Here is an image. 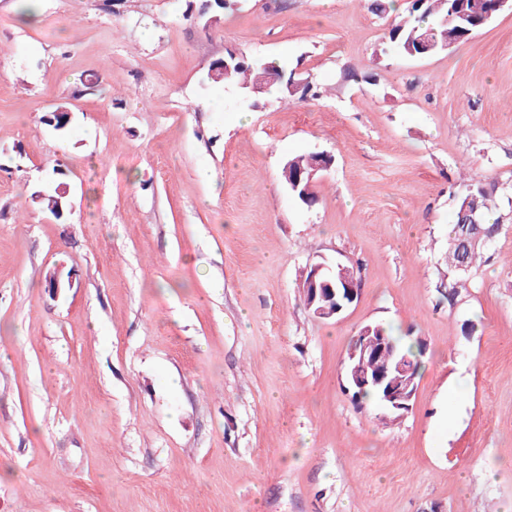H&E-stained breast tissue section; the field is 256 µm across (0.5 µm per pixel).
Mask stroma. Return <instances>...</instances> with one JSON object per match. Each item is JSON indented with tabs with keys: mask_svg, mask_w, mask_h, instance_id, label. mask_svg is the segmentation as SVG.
<instances>
[{
	"mask_svg": "<svg viewBox=\"0 0 512 512\" xmlns=\"http://www.w3.org/2000/svg\"><path fill=\"white\" fill-rule=\"evenodd\" d=\"M198 2L0 0V512H512V222L444 276L455 196L512 212V13L410 58L365 0ZM229 51L320 98L203 88ZM322 151L306 207L282 162ZM321 261L361 267L331 320ZM377 323L425 347L389 426L345 381ZM64 175L61 169L57 167L52 168V173L48 175L49 188L45 193L39 192L36 196L40 202L56 217H62L63 206L66 198L67 183L61 180ZM336 268L340 270L341 275L344 273L345 264L336 263L329 265L324 262H318L308 267L310 270V278L305 287L300 286L302 299L306 306L310 309L317 296L318 290L322 293L326 287L338 297V301L332 308L319 307L314 311V315L320 319H331L340 316L351 304L360 297V270L353 265H348V275L354 277L357 281L348 280L340 276L336 278ZM332 280L335 281L337 287L333 288ZM342 286L343 288H340ZM320 288V289H318Z\"/></svg>",
	"mask_w": 512,
	"mask_h": 512,
	"instance_id": "1",
	"label": "stroma"
}]
</instances>
